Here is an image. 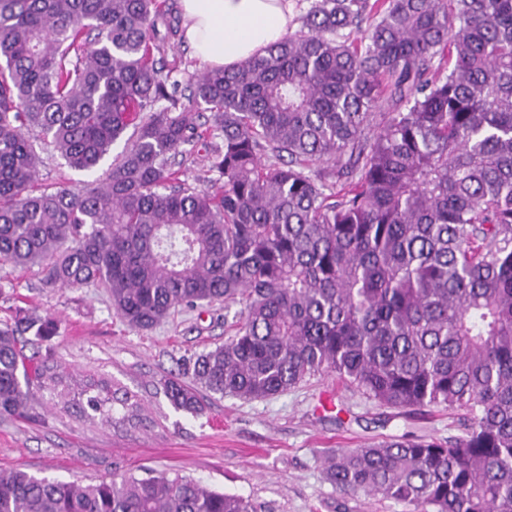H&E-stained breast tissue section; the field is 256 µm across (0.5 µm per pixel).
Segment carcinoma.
<instances>
[{
	"instance_id": "obj_1",
	"label": "carcinoma",
	"mask_w": 512,
	"mask_h": 512,
	"mask_svg": "<svg viewBox=\"0 0 512 512\" xmlns=\"http://www.w3.org/2000/svg\"><path fill=\"white\" fill-rule=\"evenodd\" d=\"M172 0H0V259L49 286L103 289L131 328L221 301L231 336L168 380L265 400L330 371L394 408L465 411L462 434L341 448L326 478L412 512H512V0H312L301 26L233 70L163 64ZM160 102L165 106L156 110ZM213 113L201 193L174 169ZM103 181L36 186L52 149ZM38 134L31 135V130ZM0 328V417L67 396ZM76 410L132 421L88 382ZM0 512H258L180 476L99 483L0 471Z\"/></svg>"
}]
</instances>
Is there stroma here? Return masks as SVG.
<instances>
[{"instance_id":"1","label":"stroma","mask_w":512,"mask_h":512,"mask_svg":"<svg viewBox=\"0 0 512 512\" xmlns=\"http://www.w3.org/2000/svg\"><path fill=\"white\" fill-rule=\"evenodd\" d=\"M181 178L201 192L219 190L207 140L186 156ZM225 314L216 302L136 330L102 293L50 288L38 268L0 263V327L24 317L53 319L51 338L26 346V353L58 362L75 379L130 392L144 417L136 428L89 420L38 390L25 417L0 418V470L100 481L149 469L243 496L261 512H408L380 495L336 491L325 478V458L368 441L454 436L461 432L459 414L441 406L410 412L383 406L332 373L266 400L210 395L201 415L175 410L164 379L183 374L184 359L224 343Z\"/></svg>"}]
</instances>
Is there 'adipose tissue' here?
<instances>
[{
  "mask_svg": "<svg viewBox=\"0 0 512 512\" xmlns=\"http://www.w3.org/2000/svg\"><path fill=\"white\" fill-rule=\"evenodd\" d=\"M185 37L215 69H233L294 28V0H181Z\"/></svg>",
  "mask_w": 512,
  "mask_h": 512,
  "instance_id": "obj_1",
  "label": "adipose tissue"
}]
</instances>
